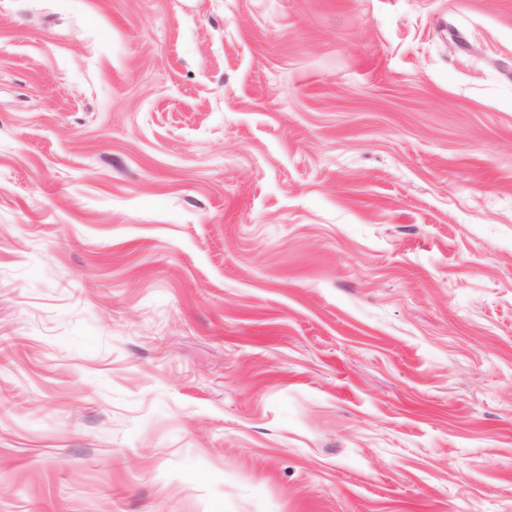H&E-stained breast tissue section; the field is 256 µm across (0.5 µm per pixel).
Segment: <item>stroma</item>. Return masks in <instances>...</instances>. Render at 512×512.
<instances>
[{
    "instance_id": "obj_1",
    "label": "stroma",
    "mask_w": 512,
    "mask_h": 512,
    "mask_svg": "<svg viewBox=\"0 0 512 512\" xmlns=\"http://www.w3.org/2000/svg\"><path fill=\"white\" fill-rule=\"evenodd\" d=\"M0 512H512V0H0Z\"/></svg>"
}]
</instances>
